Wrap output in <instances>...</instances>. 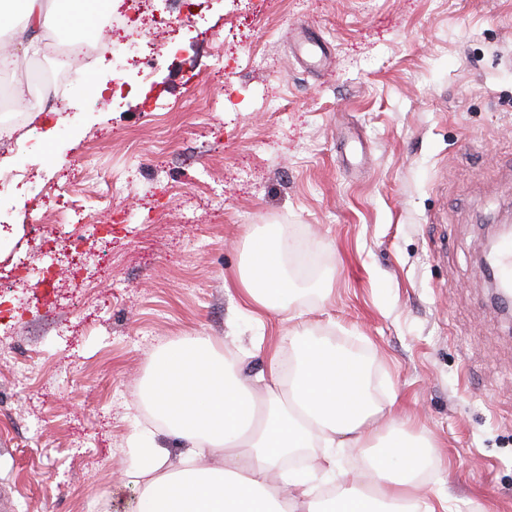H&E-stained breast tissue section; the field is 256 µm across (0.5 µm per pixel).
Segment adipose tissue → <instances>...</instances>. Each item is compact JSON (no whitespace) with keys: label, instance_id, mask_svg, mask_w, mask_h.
<instances>
[{"label":"adipose tissue","instance_id":"ef3b65f1","mask_svg":"<svg viewBox=\"0 0 512 512\" xmlns=\"http://www.w3.org/2000/svg\"><path fill=\"white\" fill-rule=\"evenodd\" d=\"M43 0H0V30L17 29L47 49ZM234 283L240 298L265 313L289 312L296 293L283 259L280 225L245 238ZM144 398L169 420L185 452L171 466L150 433L139 436L133 477L143 484L139 512H448V499L426 490L433 445L407 434L391 408L374 402L361 366L295 326L269 349L248 379L217 355L207 338H186L159 352ZM314 449L308 464L286 461ZM366 449L355 482L338 451ZM221 452L223 463L206 458Z\"/></svg>","mask_w":512,"mask_h":512}]
</instances>
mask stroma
I'll return each mask as SVG.
<instances>
[{
	"mask_svg": "<svg viewBox=\"0 0 512 512\" xmlns=\"http://www.w3.org/2000/svg\"><path fill=\"white\" fill-rule=\"evenodd\" d=\"M140 8L170 27H136L153 47L132 68L80 67L51 135L0 113V502L136 512L135 434L183 452L140 397L156 353L202 336L251 376L243 349L292 327L224 286L252 226L279 224L293 308L438 448L448 512H512V315L478 260L512 220V0Z\"/></svg>",
	"mask_w": 512,
	"mask_h": 512,
	"instance_id": "35a3bbf8",
	"label": "stroma"
}]
</instances>
